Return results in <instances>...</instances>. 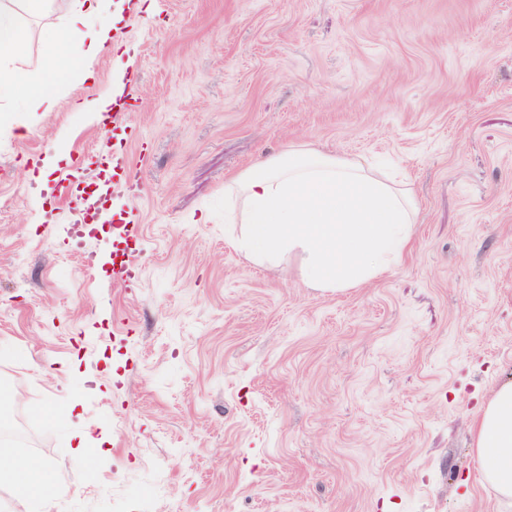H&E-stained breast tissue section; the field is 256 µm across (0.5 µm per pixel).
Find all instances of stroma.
<instances>
[{"label":"stroma","mask_w":512,"mask_h":512,"mask_svg":"<svg viewBox=\"0 0 512 512\" xmlns=\"http://www.w3.org/2000/svg\"><path fill=\"white\" fill-rule=\"evenodd\" d=\"M152 3L119 27L128 168L82 237L25 165L96 182L112 133L73 102L121 70L77 55L52 111L0 101V380L51 512H512L474 450L512 383V0ZM64 24L25 16L18 66ZM287 145L411 184L397 263L323 292L236 249L224 185Z\"/></svg>","instance_id":"obj_1"}]
</instances>
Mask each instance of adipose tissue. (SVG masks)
<instances>
[{
  "label": "adipose tissue",
  "mask_w": 512,
  "mask_h": 512,
  "mask_svg": "<svg viewBox=\"0 0 512 512\" xmlns=\"http://www.w3.org/2000/svg\"><path fill=\"white\" fill-rule=\"evenodd\" d=\"M53 3L54 0H0V99L14 100L22 112L52 110V83L67 65L68 57L62 50L47 58L39 77L15 64L23 13L47 10ZM149 6V0H71L66 6L67 24L56 40L62 49L76 44L84 58L119 52L117 24L132 8ZM475 448L483 480L501 497L512 499V384L497 391L478 419ZM0 481L37 500L40 512H49L52 477L44 462L21 457L14 448L1 445Z\"/></svg>",
  "instance_id": "adipose-tissue-1"
}]
</instances>
